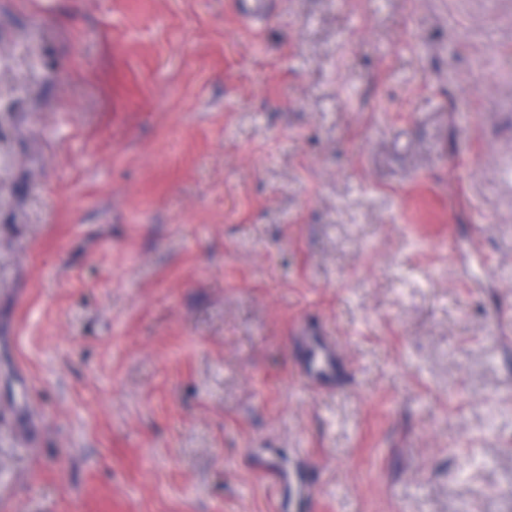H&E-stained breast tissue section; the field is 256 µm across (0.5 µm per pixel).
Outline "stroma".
I'll return each instance as SVG.
<instances>
[{
	"mask_svg": "<svg viewBox=\"0 0 512 512\" xmlns=\"http://www.w3.org/2000/svg\"><path fill=\"white\" fill-rule=\"evenodd\" d=\"M1 54L0 512H277L255 448L512 512V0H0ZM236 12L249 29L269 20L275 13L277 0H231ZM308 354L300 359L304 377L311 385L336 387L343 378V365L336 354V345L324 336H304Z\"/></svg>",
	"mask_w": 512,
	"mask_h": 512,
	"instance_id": "35a3bbf8",
	"label": "stroma"
}]
</instances>
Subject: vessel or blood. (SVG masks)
Here are the masks:
<instances>
[{
  "label": "vessel or blood",
  "mask_w": 512,
  "mask_h": 512,
  "mask_svg": "<svg viewBox=\"0 0 512 512\" xmlns=\"http://www.w3.org/2000/svg\"><path fill=\"white\" fill-rule=\"evenodd\" d=\"M232 3L246 26L252 27L274 15L277 0H232ZM304 344L308 353L301 358L300 366L308 383L318 388L339 384L343 378V365L336 354L335 343L322 336H308ZM248 460L277 488L281 496L278 512H300L314 491V482L308 472L288 468L287 464L262 450L251 451Z\"/></svg>",
  "instance_id": "1"
}]
</instances>
